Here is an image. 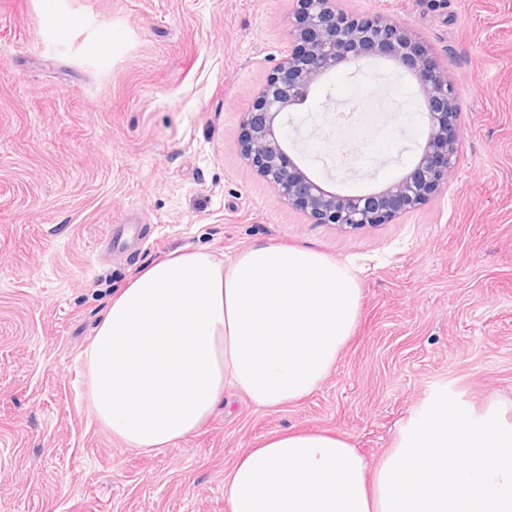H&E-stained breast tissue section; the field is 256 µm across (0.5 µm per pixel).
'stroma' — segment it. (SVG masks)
I'll use <instances>...</instances> for the list:
<instances>
[{"instance_id": "stroma-1", "label": "stroma", "mask_w": 512, "mask_h": 512, "mask_svg": "<svg viewBox=\"0 0 512 512\" xmlns=\"http://www.w3.org/2000/svg\"><path fill=\"white\" fill-rule=\"evenodd\" d=\"M412 29L459 80L452 178L388 224L342 231L288 208L240 154V114L292 41L290 0H0V512H224L237 457L327 431L376 463L436 395L512 402V0H338ZM388 93L350 168L314 125ZM402 69L370 57L292 113L294 160L336 191L408 174L427 132ZM308 245L363 288L312 395L277 410L225 391L194 435L142 453L98 422L80 355L112 297L181 247Z\"/></svg>"}]
</instances>
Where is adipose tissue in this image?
<instances>
[{
	"label": "adipose tissue",
	"mask_w": 512,
	"mask_h": 512,
	"mask_svg": "<svg viewBox=\"0 0 512 512\" xmlns=\"http://www.w3.org/2000/svg\"><path fill=\"white\" fill-rule=\"evenodd\" d=\"M362 289L308 246L258 243L231 258L181 248L113 297L82 353L97 420L158 452L197 432L233 389L255 406L300 401L352 337ZM225 512H512V422L434 398L376 466L324 431H276L224 481Z\"/></svg>",
	"instance_id": "obj_1"
}]
</instances>
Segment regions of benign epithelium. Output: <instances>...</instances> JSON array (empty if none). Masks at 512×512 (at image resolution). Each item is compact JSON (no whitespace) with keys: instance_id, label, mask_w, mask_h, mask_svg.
<instances>
[{"instance_id":"obj_1","label":"benign epithelium","mask_w":512,"mask_h":512,"mask_svg":"<svg viewBox=\"0 0 512 512\" xmlns=\"http://www.w3.org/2000/svg\"><path fill=\"white\" fill-rule=\"evenodd\" d=\"M287 25L293 47L284 55L252 107L241 115L240 153L278 198L318 224L341 230L387 224L425 204L448 184L459 143L458 79L439 64L410 29L384 15H353L337 0H293ZM380 57L416 82L428 120L413 169L383 189L359 195L329 190L288 156L280 117L305 103L339 66Z\"/></svg>"}]
</instances>
